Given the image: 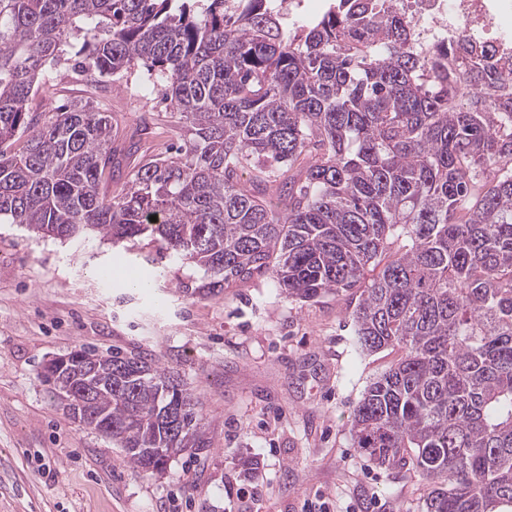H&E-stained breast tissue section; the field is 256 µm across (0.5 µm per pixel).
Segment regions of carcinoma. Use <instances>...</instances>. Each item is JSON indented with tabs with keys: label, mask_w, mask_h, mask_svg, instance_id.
I'll return each instance as SVG.
<instances>
[{
	"label": "carcinoma",
	"mask_w": 512,
	"mask_h": 512,
	"mask_svg": "<svg viewBox=\"0 0 512 512\" xmlns=\"http://www.w3.org/2000/svg\"><path fill=\"white\" fill-rule=\"evenodd\" d=\"M79 39L83 74L147 68L182 144L122 154L91 96L33 109ZM510 77L487 46L418 47L375 0L294 28L272 0H0V223L150 236L214 276L203 296L271 275L303 302L351 297L357 349L394 353L354 409L355 447L417 472L425 512H512ZM67 357L44 381L135 472L206 447L173 372Z\"/></svg>",
	"instance_id": "cac0c4a2"
}]
</instances>
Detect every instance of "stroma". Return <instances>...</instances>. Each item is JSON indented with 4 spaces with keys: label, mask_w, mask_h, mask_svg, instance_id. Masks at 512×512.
<instances>
[{
    "label": "stroma",
    "mask_w": 512,
    "mask_h": 512,
    "mask_svg": "<svg viewBox=\"0 0 512 512\" xmlns=\"http://www.w3.org/2000/svg\"><path fill=\"white\" fill-rule=\"evenodd\" d=\"M76 52L47 67L34 108L84 97ZM147 77L141 68L104 82L98 101L113 136L142 129L141 151L153 156L180 137ZM156 249L147 237L116 248L0 223V512H420L422 477L377 467L353 445V411L392 356L355 347L344 297L291 299L268 275L202 297L203 272ZM147 256L152 287L102 281L103 270ZM81 348L145 352L178 373L208 447L136 473L41 377L49 359Z\"/></svg>",
    "instance_id": "stroma-1"
}]
</instances>
